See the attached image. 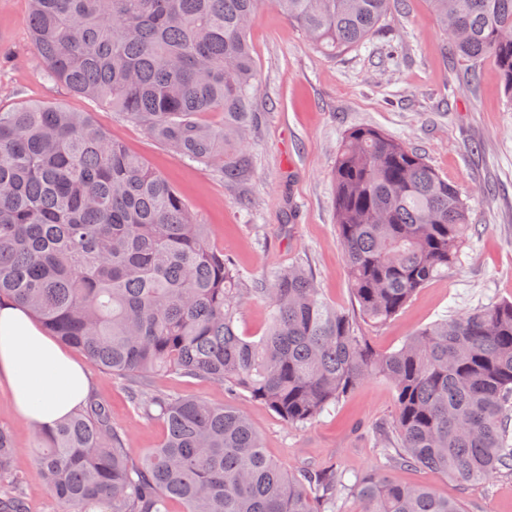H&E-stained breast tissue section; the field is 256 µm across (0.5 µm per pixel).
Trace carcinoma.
Here are the masks:
<instances>
[{"mask_svg":"<svg viewBox=\"0 0 512 512\" xmlns=\"http://www.w3.org/2000/svg\"><path fill=\"white\" fill-rule=\"evenodd\" d=\"M43 79L137 124L224 179L250 172L257 70L248 31L260 0H30ZM405 0H266L321 52L369 40ZM461 81L491 59L512 96V0H428ZM221 121L208 124L207 115ZM337 240L358 313L384 323L455 264L468 231L459 189L403 141L350 130L332 171ZM27 307L50 335L129 382L142 414L164 422L138 461L106 404L91 401L36 433L53 497L73 512H463L396 476L283 469L245 407L158 393L169 372L246 393L304 426L372 378L396 392L399 472L421 466L461 484L512 471V301L440 319L392 352L373 349L348 312L297 265L246 286L207 225L142 157L87 112L0 110V299ZM267 304L262 335L241 307ZM0 512H28L12 433L0 427Z\"/></svg>","mask_w":512,"mask_h":512,"instance_id":"obj_1","label":"carcinoma"}]
</instances>
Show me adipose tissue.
Listing matches in <instances>:
<instances>
[{
  "label": "adipose tissue",
  "mask_w": 512,
  "mask_h": 512,
  "mask_svg": "<svg viewBox=\"0 0 512 512\" xmlns=\"http://www.w3.org/2000/svg\"><path fill=\"white\" fill-rule=\"evenodd\" d=\"M0 380L26 424L53 426L79 408L90 390L83 365L64 350L32 313L0 300Z\"/></svg>",
  "instance_id": "adipose-tissue-1"
}]
</instances>
